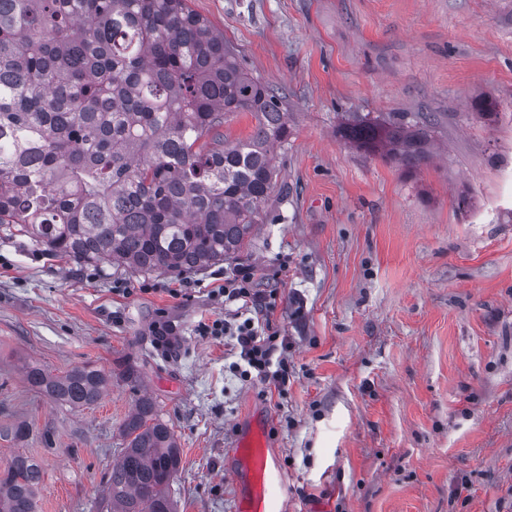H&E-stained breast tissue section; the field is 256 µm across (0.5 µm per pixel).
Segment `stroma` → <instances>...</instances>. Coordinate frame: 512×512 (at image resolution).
Segmentation results:
<instances>
[{
    "label": "stroma",
    "mask_w": 512,
    "mask_h": 512,
    "mask_svg": "<svg viewBox=\"0 0 512 512\" xmlns=\"http://www.w3.org/2000/svg\"><path fill=\"white\" fill-rule=\"evenodd\" d=\"M189 4L288 90L268 221L237 259L182 273L80 265L0 230V469L40 464L37 512H106L146 393L177 437V512H231L225 464L252 408L287 512H512V0ZM352 112L426 116L429 158L409 171L350 148ZM237 262L277 293L282 388L235 376L231 341L197 331L224 316L213 291ZM28 362L112 383L70 409L28 385Z\"/></svg>",
    "instance_id": "stroma-1"
}]
</instances>
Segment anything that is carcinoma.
<instances>
[{
	"instance_id": "cac0c4a2",
	"label": "carcinoma",
	"mask_w": 512,
	"mask_h": 512,
	"mask_svg": "<svg viewBox=\"0 0 512 512\" xmlns=\"http://www.w3.org/2000/svg\"><path fill=\"white\" fill-rule=\"evenodd\" d=\"M238 112L255 120L247 139L209 138ZM341 135L405 166L427 156V124L403 115L357 117ZM287 144L288 91L254 77L186 0H0V226L45 250L141 273L232 258L264 223ZM23 370L72 408L98 404L112 378L92 365ZM122 433L110 512H176L179 448L151 398ZM41 480L14 457L0 512H36Z\"/></svg>"
}]
</instances>
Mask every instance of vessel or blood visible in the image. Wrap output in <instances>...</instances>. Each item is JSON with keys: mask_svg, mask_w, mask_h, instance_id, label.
<instances>
[{"mask_svg": "<svg viewBox=\"0 0 512 512\" xmlns=\"http://www.w3.org/2000/svg\"><path fill=\"white\" fill-rule=\"evenodd\" d=\"M269 422L253 419L237 435L229 475L235 488L233 512H284L286 478L269 446Z\"/></svg>", "mask_w": 512, "mask_h": 512, "instance_id": "obj_1", "label": "vessel or blood"}]
</instances>
